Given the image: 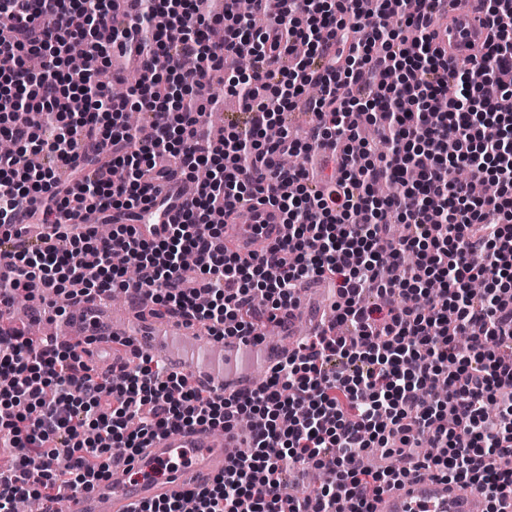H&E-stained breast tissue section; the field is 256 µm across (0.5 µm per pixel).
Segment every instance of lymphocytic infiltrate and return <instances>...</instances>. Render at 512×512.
Listing matches in <instances>:
<instances>
[{
  "instance_id": "1",
  "label": "lymphocytic infiltrate",
  "mask_w": 512,
  "mask_h": 512,
  "mask_svg": "<svg viewBox=\"0 0 512 512\" xmlns=\"http://www.w3.org/2000/svg\"><path fill=\"white\" fill-rule=\"evenodd\" d=\"M267 0H237L203 17L196 0H130L123 18L112 0H0V136L16 149L0 154V231L10 232L18 203L36 199L52 215L55 244L16 253L0 298L47 285L57 315L110 295L146 294L148 317L168 316L222 339L251 333L297 307L299 294L329 280L333 315L243 395L212 396L144 352L102 372L99 354L22 330L0 347V512L38 498L44 512L107 477L160 434L181 426L238 427L253 419L246 449L223 474L179 500L134 512H373L389 485L421 471L480 489L485 512L512 501V0H483L492 36L471 65L450 67L431 21L444 0H278L263 29L253 14ZM134 44L146 75L113 95L110 59L99 42ZM97 52V74L68 63L72 40ZM39 55L44 67L29 70ZM250 60L248 76L224 89L251 114L211 146L200 116L216 105L215 74L227 58ZM198 62L183 70L182 58ZM498 88L487 98L485 86ZM307 100L316 116L310 139L289 135L262 148L265 128ZM43 111L34 129L14 121L21 108ZM143 112L150 137L125 122ZM382 125L386 149L353 154L364 123ZM329 150L330 178L314 182L274 154ZM167 155L186 177L210 181L156 241L134 225L73 224L68 178L81 203L101 213L133 214L153 200L169 173ZM497 186L473 196L453 178L458 163ZM387 182V197L372 193ZM259 200L280 212L285 238L252 259L226 247L231 216ZM484 293L473 296L474 279ZM372 303H364L366 291ZM382 450L401 466L374 469ZM318 468L315 490L289 491L284 469Z\"/></svg>"
}]
</instances>
